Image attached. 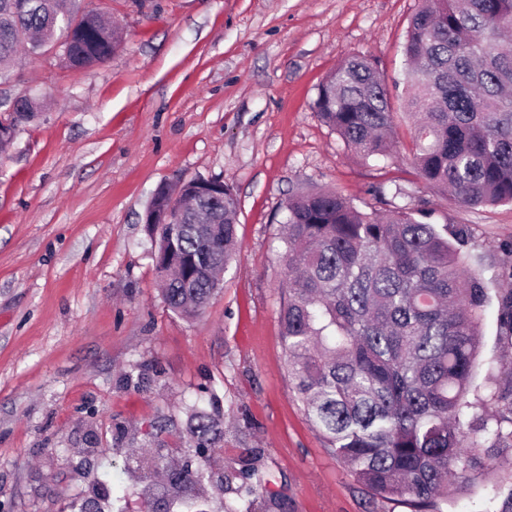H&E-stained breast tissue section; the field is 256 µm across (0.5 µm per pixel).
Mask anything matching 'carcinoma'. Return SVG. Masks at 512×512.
I'll return each mask as SVG.
<instances>
[{"mask_svg":"<svg viewBox=\"0 0 512 512\" xmlns=\"http://www.w3.org/2000/svg\"><path fill=\"white\" fill-rule=\"evenodd\" d=\"M112 17L72 0H0V78L28 53L60 46L82 71L116 50ZM405 102L413 165L429 189L468 206L512 203V0H424L405 41ZM319 119L348 148L385 156L394 146L390 94L376 62L351 57L322 82ZM37 106L0 113L15 129ZM240 202H190L178 224L148 225L163 299L198 314L216 295L237 238ZM208 211L209 224L193 213ZM286 280L279 318L288 375L333 456L373 496L410 512H444L451 487L480 464L474 422L490 447H512V383L469 400L487 303L481 275L465 266L462 224H432L426 208L366 213L318 190L285 205ZM500 335L512 339V287L497 292ZM196 448L224 436V419L194 412ZM210 476L184 472L172 497L204 494Z\"/></svg>","mask_w":512,"mask_h":512,"instance_id":"carcinoma-1","label":"carcinoma"}]
</instances>
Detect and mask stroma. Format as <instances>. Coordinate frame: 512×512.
I'll list each match as a JSON object with an SVG mask.
<instances>
[{"label":"stroma","instance_id":"obj_1","mask_svg":"<svg viewBox=\"0 0 512 512\" xmlns=\"http://www.w3.org/2000/svg\"><path fill=\"white\" fill-rule=\"evenodd\" d=\"M123 30L83 73L22 56L0 97L30 89L39 117L0 155V512H142L140 461L212 465L200 512H410L370 497L308 421L288 376L282 208L334 190L370 210L432 209L466 225L490 295L472 387L512 380L495 295L512 268V204L470 207L416 177L408 144L362 158L319 120L328 74L377 60L406 136L404 43L421 0H92ZM218 178L240 200L238 254L197 316L165 304L142 216L156 188ZM223 417L220 454L193 448L192 406ZM512 448L477 468L446 512H488Z\"/></svg>","mask_w":512,"mask_h":512}]
</instances>
